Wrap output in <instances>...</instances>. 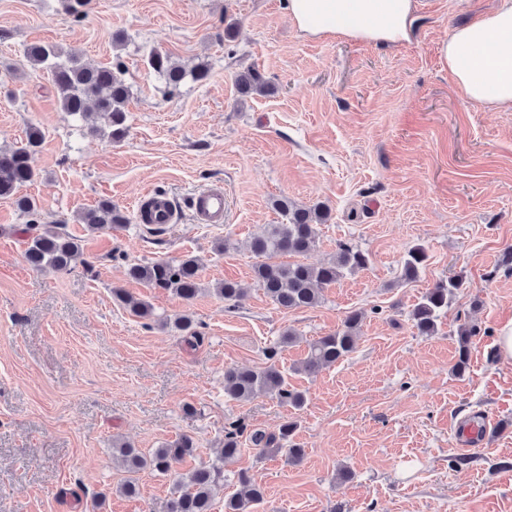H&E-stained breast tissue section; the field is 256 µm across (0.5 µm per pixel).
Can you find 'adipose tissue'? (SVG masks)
<instances>
[{
	"label": "adipose tissue",
	"mask_w": 512,
	"mask_h": 512,
	"mask_svg": "<svg viewBox=\"0 0 512 512\" xmlns=\"http://www.w3.org/2000/svg\"><path fill=\"white\" fill-rule=\"evenodd\" d=\"M416 0H287L307 37H340L399 45L409 41ZM440 64L465 102L489 111L512 110V0L458 27L439 47Z\"/></svg>",
	"instance_id": "1"
}]
</instances>
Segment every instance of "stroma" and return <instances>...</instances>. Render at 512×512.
Listing matches in <instances>:
<instances>
[{
    "instance_id": "stroma-1",
    "label": "stroma",
    "mask_w": 512,
    "mask_h": 512,
    "mask_svg": "<svg viewBox=\"0 0 512 512\" xmlns=\"http://www.w3.org/2000/svg\"><path fill=\"white\" fill-rule=\"evenodd\" d=\"M498 4L416 0L410 41L388 46L304 37L286 0H91L79 20L58 0H0V148L42 130L40 176L19 193L84 252L68 271L32 268L25 217L0 199V512H165L172 477L146 469L138 495L121 494L128 473L114 444L147 452L190 435L197 451L178 464L184 473L215 461L225 422L274 433L291 415L303 460L244 449L225 464L212 512H224L241 469L264 491L257 512H512V365L497 349L512 321V271L500 265L512 248V112L465 103L439 60L442 40ZM115 32L125 36L118 48ZM36 42L93 65L121 62L131 88L122 142L97 116L62 112L48 74L25 61ZM155 49L206 64L208 79L167 93L145 62ZM249 67L267 94L239 93L235 78ZM214 185L228 198L224 223H194L195 193ZM150 191L177 213L157 236L133 220ZM284 196L331 211L307 262L330 260L341 241L369 256L312 308H278L253 277L250 241L285 223L273 206ZM103 199L129 216L127 228L81 223ZM416 245L427 260L405 283L401 260ZM184 255L199 264L193 302L127 274ZM457 275L466 288L438 333L420 335L413 305ZM224 279L246 292L239 309L215 294ZM116 288L157 313L191 315L202 341L192 349L173 330L145 327L113 300ZM353 310L365 314L355 350L298 372L307 341ZM464 322L478 334L460 376ZM287 331L298 341L277 366L304 405L228 399L225 368L266 366Z\"/></svg>"
}]
</instances>
